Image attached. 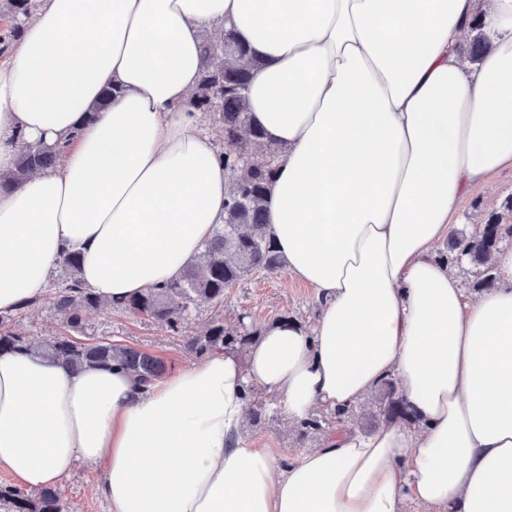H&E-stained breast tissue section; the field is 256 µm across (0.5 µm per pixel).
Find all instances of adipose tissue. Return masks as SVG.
I'll return each mask as SVG.
<instances>
[{"mask_svg": "<svg viewBox=\"0 0 512 512\" xmlns=\"http://www.w3.org/2000/svg\"><path fill=\"white\" fill-rule=\"evenodd\" d=\"M37 2L0 62V172L26 144L63 152L0 191V314L41 298L67 250L105 302L182 274L224 220L193 96L226 30L280 150L269 234L323 310L145 387L116 362L2 352L0 469L40 489L98 467L112 512H512V248L470 302L433 254L469 190L512 169V0ZM476 22L490 46L472 63ZM389 377L419 428H349L288 465L243 434L250 386L302 422Z\"/></svg>", "mask_w": 512, "mask_h": 512, "instance_id": "ef3b65f1", "label": "adipose tissue"}]
</instances>
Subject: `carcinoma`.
Segmentation results:
<instances>
[{"mask_svg":"<svg viewBox=\"0 0 512 512\" xmlns=\"http://www.w3.org/2000/svg\"><path fill=\"white\" fill-rule=\"evenodd\" d=\"M0 9L16 19L26 18L35 10L33 0H0ZM467 55L475 62L488 48L481 26L473 27ZM212 62L202 73L194 106L201 112L218 115L220 152L228 182L224 197V223L216 225L210 238L202 243L184 273L160 288H151L131 296L116 308L132 317H147L170 332H182L184 320L198 302H224V291L256 273L272 274L282 268L281 258L267 233V190L273 177L272 162L278 150L265 140L247 111L245 92L256 61L247 48L231 33H224L223 44L207 46ZM58 146L26 145L20 151L14 170L0 174V189L17 185L39 171L59 162ZM503 211H491L484 224L474 231L455 229L449 235L447 251L438 260L453 266L465 263L476 269L471 288L488 290L498 282L493 262L500 246L512 242V222L504 213H512V196L502 204ZM80 257L68 253L61 257L62 274L49 280V292L55 310L70 326L81 322V312L102 305L99 297L85 288L79 278ZM9 315L0 314V352L29 347L48 356L70 371L121 362L140 381L150 383L161 377L165 366L157 357L137 348L109 341L82 343L71 337H58L48 342H35L9 328ZM254 332L234 336L224 331V321L209 322L201 336L189 340V346L202 356L231 349L249 340ZM369 416L385 424L417 421L409 404L399 394L393 379L380 384L378 396L371 402ZM0 509L3 512H62L57 490L46 487L31 494L19 487H0Z\"/></svg>","mask_w":512,"mask_h":512,"instance_id":"cac0c4a2","label":"carcinoma"}]
</instances>
